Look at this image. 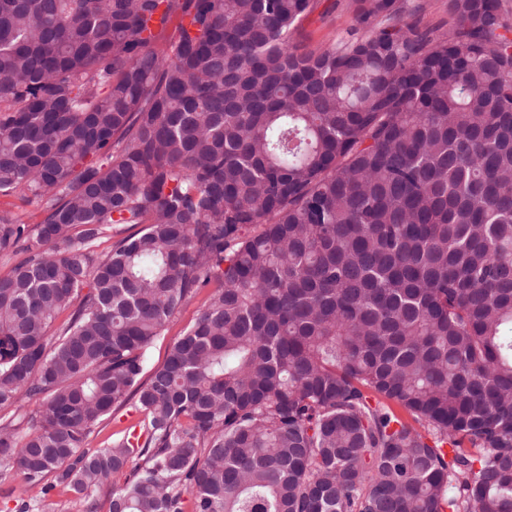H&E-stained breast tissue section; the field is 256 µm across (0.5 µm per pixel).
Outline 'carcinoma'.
Listing matches in <instances>:
<instances>
[{
  "instance_id": "1",
  "label": "carcinoma",
  "mask_w": 512,
  "mask_h": 512,
  "mask_svg": "<svg viewBox=\"0 0 512 512\" xmlns=\"http://www.w3.org/2000/svg\"><path fill=\"white\" fill-rule=\"evenodd\" d=\"M443 6L304 52L315 0H0L14 512H512V26ZM444 0H411L408 1L410 5L421 4L422 8L419 12V17L422 25L438 26L445 24L443 27H448V14L443 9ZM0 210L11 211L27 221L29 215L38 214L39 205L34 199H23L22 193H15L0 197ZM212 288L202 290L193 301L175 316L166 326L161 336H158L145 351L146 372L162 364L172 344L183 334L208 300ZM135 400H131L126 406L112 412L111 417L104 424L105 427L98 435H94L91 440L92 447H99L112 435V433L121 431L134 425L138 419V414L134 409Z\"/></svg>"
}]
</instances>
